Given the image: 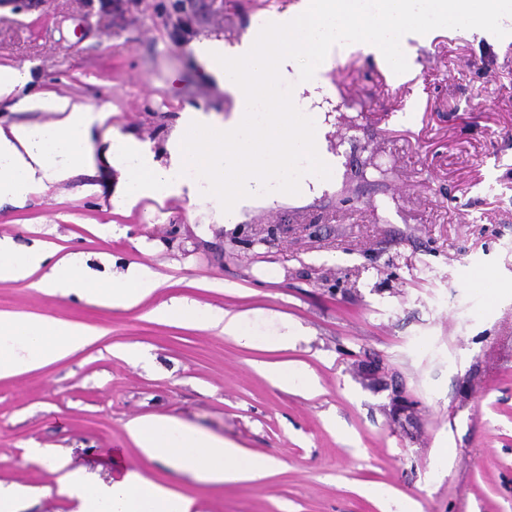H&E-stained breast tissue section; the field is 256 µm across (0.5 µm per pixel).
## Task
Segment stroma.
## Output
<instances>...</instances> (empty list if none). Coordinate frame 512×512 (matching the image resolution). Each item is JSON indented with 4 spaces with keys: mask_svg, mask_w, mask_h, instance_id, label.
I'll list each match as a JSON object with an SVG mask.
<instances>
[{
    "mask_svg": "<svg viewBox=\"0 0 512 512\" xmlns=\"http://www.w3.org/2000/svg\"><path fill=\"white\" fill-rule=\"evenodd\" d=\"M295 0H0V66L105 112L106 126L168 159L186 109L226 121L190 49L233 46ZM322 117L334 175L242 206L234 223L180 193L117 205L105 161L0 203V239L42 246L109 283L145 266L160 287L131 309L0 281V313L66 320L99 339L0 378V482L23 512H76L58 460L108 483L132 470L194 498L193 512H512V37L440 28L399 81L373 55L337 54ZM505 285L494 299L465 272ZM188 299L250 312L285 350L160 320ZM137 360L126 356L128 348ZM315 375L309 394L266 363ZM174 417L274 458L269 475L215 485L147 459L125 426ZM47 456H37V449Z\"/></svg>",
    "mask_w": 512,
    "mask_h": 512,
    "instance_id": "1",
    "label": "stroma"
}]
</instances>
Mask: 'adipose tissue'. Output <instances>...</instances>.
Masks as SVG:
<instances>
[{"mask_svg": "<svg viewBox=\"0 0 512 512\" xmlns=\"http://www.w3.org/2000/svg\"><path fill=\"white\" fill-rule=\"evenodd\" d=\"M42 111L53 113L46 123L0 121V200H20L35 188L68 179L94 166V128L103 126V113L83 103L52 94L37 97ZM52 293H83L93 302L130 309L160 286L155 273L143 267L130 279L103 287L90 286L76 262H56L40 282ZM156 316L189 321L198 326L222 328L225 336L252 347L263 348L267 339L251 333L249 313L175 302L155 308ZM94 329L77 323L39 322L0 313V374L22 373L70 355L93 343ZM131 441L148 459L173 470L203 475L224 484L254 480L269 474L273 459L244 452L224 438L194 428L178 419L142 416L127 427ZM65 485L81 501L80 512H192L193 498L175 488L154 482L137 472L119 483L90 481L84 469L67 471Z\"/></svg>", "mask_w": 512, "mask_h": 512, "instance_id": "adipose-tissue-1", "label": "adipose tissue"}]
</instances>
